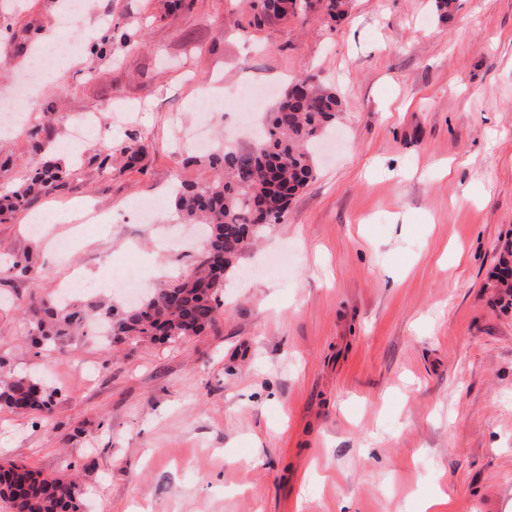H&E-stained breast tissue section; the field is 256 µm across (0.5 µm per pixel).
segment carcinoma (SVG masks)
Returning a JSON list of instances; mask_svg holds the SVG:
<instances>
[{"label": "carcinoma", "instance_id": "cac0c4a2", "mask_svg": "<svg viewBox=\"0 0 512 512\" xmlns=\"http://www.w3.org/2000/svg\"><path fill=\"white\" fill-rule=\"evenodd\" d=\"M349 7L350 0L322 4L334 19L345 17ZM306 11L308 0H261L254 20L284 19ZM338 107L330 88L317 85L310 76L294 79L266 117L260 142L247 150L224 149L209 155L213 178L184 185L176 194L174 206L181 218L208 228L205 245L180 280L131 307L112 303L91 310L59 307L54 300L42 298L28 308L34 318L33 334L44 337V345L56 346L93 315L109 321L117 339L176 342L213 326L226 276L267 225L282 221L290 199L315 177L309 146L334 123ZM121 152L133 161L147 154V146L131 137ZM73 175L75 171L57 162L44 163L16 190L0 195V216L53 195ZM8 273L33 280L36 266L25 254L15 258ZM495 278L496 287L503 289L500 300L511 306V251L500 257ZM56 397L57 391L31 377L0 379L1 409L46 415L52 413ZM83 496L81 484L64 474L43 476L15 463L0 473V501L9 512H82Z\"/></svg>", "mask_w": 512, "mask_h": 512}]
</instances>
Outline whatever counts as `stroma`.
Returning a JSON list of instances; mask_svg holds the SVG:
<instances>
[{
    "label": "stroma",
    "instance_id": "35a3bbf8",
    "mask_svg": "<svg viewBox=\"0 0 512 512\" xmlns=\"http://www.w3.org/2000/svg\"><path fill=\"white\" fill-rule=\"evenodd\" d=\"M58 0H0V95L36 45L68 40L28 123L0 137V193L41 162L75 175L0 221V269L27 254L37 280L0 281V362L58 392L45 417L0 411V464L75 474L84 512H512V308L490 274L512 244V0H352L251 26L247 0H87L85 24L135 41L82 53ZM341 101L317 175L224 283L222 314L177 342L56 347L28 340L30 302L73 273L148 290L196 248L173 206L201 183L179 127L250 146L249 127L296 76ZM251 82L219 115L195 94ZM93 117L81 140L74 121ZM48 127L41 139L29 136ZM136 165L98 154L130 134ZM162 198L150 224L137 202ZM45 215L40 224L30 214Z\"/></svg>",
    "mask_w": 512,
    "mask_h": 512
}]
</instances>
